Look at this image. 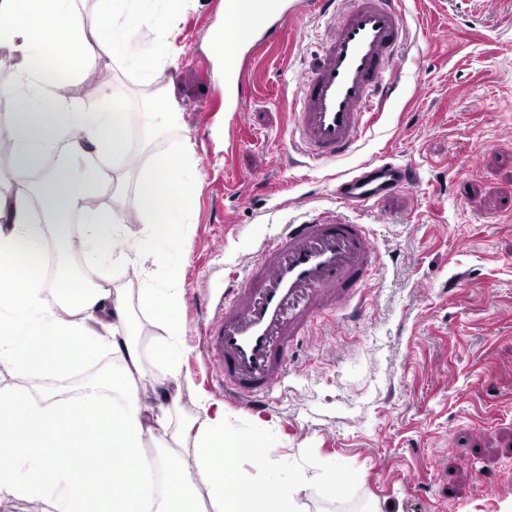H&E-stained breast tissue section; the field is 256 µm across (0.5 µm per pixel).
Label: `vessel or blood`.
<instances>
[{"label": "vessel or blood", "instance_id": "obj_1", "mask_svg": "<svg viewBox=\"0 0 512 512\" xmlns=\"http://www.w3.org/2000/svg\"><path fill=\"white\" fill-rule=\"evenodd\" d=\"M310 6L328 25L292 101V141L310 159L333 160L354 150L380 112L408 25L395 0ZM300 10V0H288L251 55L277 43ZM413 182L409 167L366 163L339 177L334 194L344 206L367 207ZM379 265L365 225L328 213L280 225L209 313L203 347L225 399L248 409L266 405L288 376L290 351L321 314L357 302Z\"/></svg>", "mask_w": 512, "mask_h": 512}]
</instances>
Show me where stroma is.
I'll return each instance as SVG.
<instances>
[{"label":"stroma","instance_id":"stroma-1","mask_svg":"<svg viewBox=\"0 0 512 512\" xmlns=\"http://www.w3.org/2000/svg\"><path fill=\"white\" fill-rule=\"evenodd\" d=\"M409 42L396 91L356 151L313 162L290 152V104L317 49L322 19L291 20L281 40L250 69L245 111L224 100L230 73L214 50L224 0H184L179 13L153 10L155 28L128 33L127 52L101 58L96 76L69 73L68 97L98 111H152L161 94L175 118L157 119L138 139L130 177L158 155L190 149L194 202L169 265L125 269L142 374L164 381L168 336L138 302L141 289L168 284L181 269L183 334L177 342L190 378L184 415L223 403L225 424L250 432L267 422L271 454L243 459L257 484L298 489L302 512H512V6L500 0H400ZM160 56L161 82L144 78L140 59ZM409 163L410 189L365 209L339 205L337 178L363 163ZM324 210L367 225L381 266L367 285L364 312L318 319L322 341L290 354V370L267 405L226 402L209 382L202 333L206 306L224 293L278 225ZM66 256L44 251L37 278L55 308L73 266L94 285L112 271L84 250L72 226ZM109 350L66 376L0 373V390L69 397L86 384L111 386Z\"/></svg>","mask_w":512,"mask_h":512}]
</instances>
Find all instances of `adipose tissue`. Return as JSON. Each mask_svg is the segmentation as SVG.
<instances>
[{
    "label": "adipose tissue",
    "mask_w": 512,
    "mask_h": 512,
    "mask_svg": "<svg viewBox=\"0 0 512 512\" xmlns=\"http://www.w3.org/2000/svg\"><path fill=\"white\" fill-rule=\"evenodd\" d=\"M102 0L100 30L77 29L71 0H0V12L16 17L0 32L15 53V77L8 87L21 108L0 126L11 143L8 160L22 174L35 170L61 139H68V160L38 195L0 194V367L66 375L90 353L110 347L121 373L111 398L99 385H87L75 398H33L21 391H0V490L21 498L51 491L57 512H296L295 495L273 484H250L240 467L245 458L269 453L264 420L238 434L225 427L224 406L203 405L198 415L172 427L176 404L171 386L187 377L172 366L171 384L141 385V352L127 330L125 291L118 283L86 286L70 282L57 310L44 308V288L33 275L45 249L35 211L52 224L59 250L71 244L70 219L81 214L84 243L101 264L119 270L146 261H165L180 246L192 188L181 171L189 151L156 158L137 178L134 199H127L125 168L130 161L129 112L90 110L53 91V76L42 61L58 60L86 69L98 57L123 55L130 28L142 23L151 0ZM112 163V206L91 207L86 180L94 161ZM146 226L147 245H130L122 232L130 214ZM178 277L164 288H146L141 306L152 311L168 336L178 338L182 303ZM160 438L168 447L193 441V459L158 460L164 490L150 496L146 441ZM211 486L200 502V486Z\"/></svg>",
    "instance_id": "obj_1"
}]
</instances>
